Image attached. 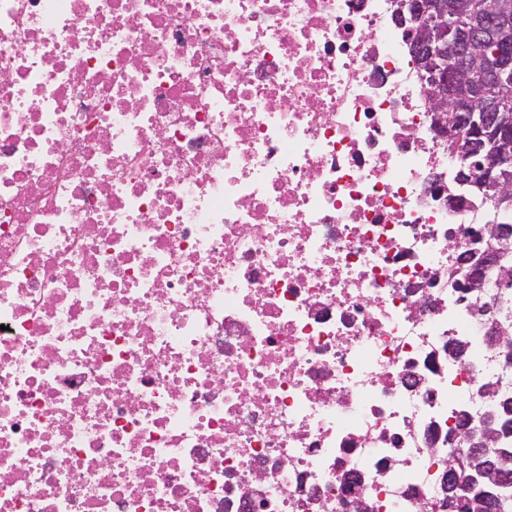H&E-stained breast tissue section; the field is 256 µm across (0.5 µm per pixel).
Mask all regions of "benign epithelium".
Masks as SVG:
<instances>
[{
    "mask_svg": "<svg viewBox=\"0 0 512 512\" xmlns=\"http://www.w3.org/2000/svg\"><path fill=\"white\" fill-rule=\"evenodd\" d=\"M454 4L448 0H414V45L417 69L430 91V102L439 131L454 142V154L462 162L480 157L478 169L461 170V178L494 198L504 209L512 207V114L489 112L486 91L491 87L512 88V3L499 0L493 12V24L485 27V15L473 4L474 30L483 32L496 43L495 51L482 55L469 66L467 47L470 33L455 23ZM512 243V226L497 224L488 236L483 262L472 267L469 288H481L486 272L501 267ZM497 300L484 306L482 326L488 334L500 330L494 312ZM471 447L468 461L481 464L485 471L496 472L503 463L486 458L485 436L461 425Z\"/></svg>",
    "mask_w": 512,
    "mask_h": 512,
    "instance_id": "obj_1",
    "label": "benign epithelium"
}]
</instances>
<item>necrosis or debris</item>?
<instances>
[{"label":"necrosis or debris","instance_id":"obj_1","mask_svg":"<svg viewBox=\"0 0 512 512\" xmlns=\"http://www.w3.org/2000/svg\"><path fill=\"white\" fill-rule=\"evenodd\" d=\"M396 8L0 0V512H440L501 216ZM512 209L503 213L506 220L505 224L493 225L488 236L487 250L483 257V262L471 269L466 288H483L486 278V272L492 268H502L501 262L504 256L509 252V244L512 239ZM510 224V225H508Z\"/></svg>","mask_w":512,"mask_h":512}]
</instances>
